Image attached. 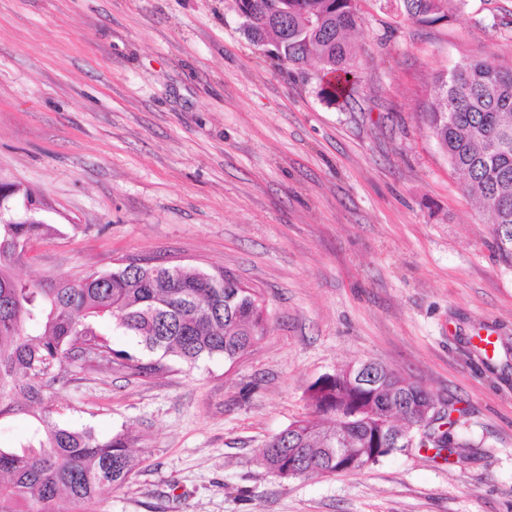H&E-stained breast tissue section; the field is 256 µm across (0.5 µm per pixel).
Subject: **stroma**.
I'll use <instances>...</instances> for the list:
<instances>
[{
  "instance_id": "35a3bbf8",
  "label": "stroma",
  "mask_w": 512,
  "mask_h": 512,
  "mask_svg": "<svg viewBox=\"0 0 512 512\" xmlns=\"http://www.w3.org/2000/svg\"><path fill=\"white\" fill-rule=\"evenodd\" d=\"M360 9V81L332 103L320 64L278 62L236 0H0V182L58 229L17 275L224 268L266 313L234 364L55 386L54 420L139 438L131 479L89 512H512V267L422 118L438 73L512 68V0L435 25ZM367 360L459 402L469 461L414 448L356 474L266 472L309 387Z\"/></svg>"
}]
</instances>
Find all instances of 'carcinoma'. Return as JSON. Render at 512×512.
<instances>
[{
	"instance_id": "cac0c4a2",
	"label": "carcinoma",
	"mask_w": 512,
	"mask_h": 512,
	"mask_svg": "<svg viewBox=\"0 0 512 512\" xmlns=\"http://www.w3.org/2000/svg\"><path fill=\"white\" fill-rule=\"evenodd\" d=\"M240 0L251 36L272 47L279 61L301 67L312 60L333 77L322 89L336 101L354 83L347 34L362 21L358 0ZM407 19L431 25L448 19L462 0H382ZM438 92L425 116L440 149L446 153L465 188L476 195L494 224L495 247L512 267V69L485 59L460 63L436 77ZM29 191L0 183V420L23 417L27 436L12 447H0V512H57L65 499L82 512L105 487L125 484L138 465L134 437L120 432L103 439L90 428L76 429L52 419L45 406L50 390L69 381L70 368L104 367L147 376L166 368L165 360L194 364L242 358L265 332V318L256 296L237 292L226 304L225 289L211 284L215 272L192 266L162 268L148 262L121 265L91 273L79 281L23 280L14 269L21 262L16 243L59 233L39 220L12 216L10 201ZM113 324L153 355L116 350L103 326ZM344 370L318 379L310 388V415L274 435L261 452L262 464L288 480V450L301 461L297 477L336 473L338 449L365 453L373 466L396 452L386 451L383 420L361 413L365 393L350 387ZM396 404L425 400L423 388L395 374L382 382ZM350 416L351 426H324L320 418ZM459 417L452 418L453 412ZM403 425L423 418L409 409ZM425 422V421H423ZM465 412L450 401L425 422L427 440L440 441L462 464L475 443L466 434Z\"/></svg>"
}]
</instances>
